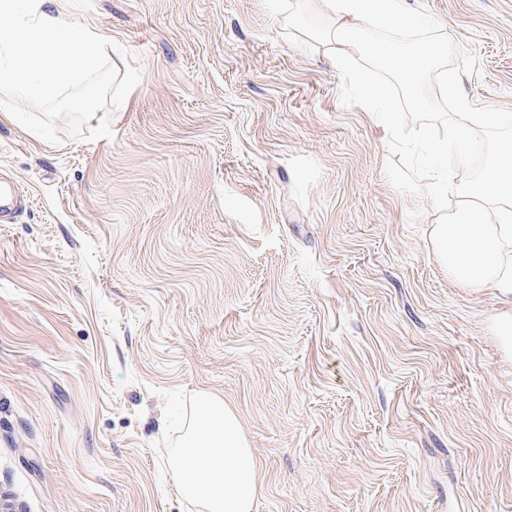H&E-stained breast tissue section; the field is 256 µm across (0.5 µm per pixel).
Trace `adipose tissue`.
<instances>
[{
  "instance_id": "ef3b65f1",
  "label": "adipose tissue",
  "mask_w": 512,
  "mask_h": 512,
  "mask_svg": "<svg viewBox=\"0 0 512 512\" xmlns=\"http://www.w3.org/2000/svg\"><path fill=\"white\" fill-rule=\"evenodd\" d=\"M51 0H0V89L30 101H45L73 91L72 105L91 111L99 86L79 85V77L111 69L110 41L92 28L71 29L64 14L49 8ZM329 21L317 48L338 68L348 50L360 43L364 27L416 25L399 0H320ZM360 99L375 112L389 139H397L398 115L391 90L363 73L348 74ZM512 115L473 112L460 105L451 137L465 143L479 128L508 127ZM429 146L428 195L439 219L429 227L434 255L449 277L462 287L489 288L512 303V138L499 141L489 164L472 186L462 190L456 209L448 207L455 165L448 159V140L430 131L421 134ZM494 213H487L488 204ZM178 492L202 512H252L259 491V464L235 411L223 400L200 394L192 423L172 462Z\"/></svg>"
}]
</instances>
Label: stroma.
I'll return each instance as SVG.
<instances>
[{"mask_svg":"<svg viewBox=\"0 0 512 512\" xmlns=\"http://www.w3.org/2000/svg\"><path fill=\"white\" fill-rule=\"evenodd\" d=\"M512 110V0H403ZM112 39L96 108L0 91V512H200L199 394L255 512H512V305L453 282L313 0H63ZM17 113L9 120L7 110ZM19 196L13 182L0 183V223L8 224L18 206ZM172 472L178 492L206 512H252L259 464L235 411L202 393Z\"/></svg>","mask_w":512,"mask_h":512,"instance_id":"35a3bbf8","label":"stroma"}]
</instances>
